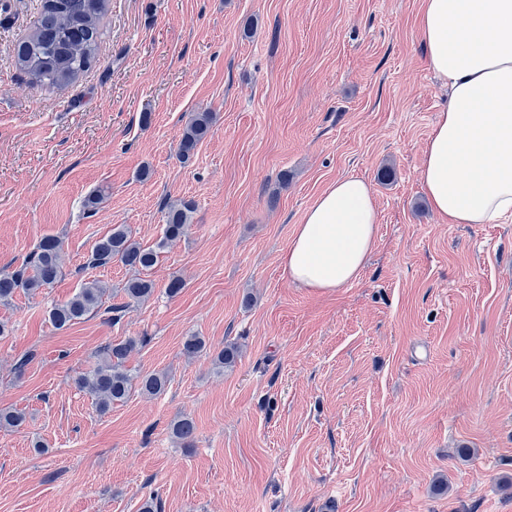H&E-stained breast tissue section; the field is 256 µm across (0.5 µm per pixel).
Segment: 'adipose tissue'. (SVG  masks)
<instances>
[{
    "label": "adipose tissue",
    "mask_w": 512,
    "mask_h": 512,
    "mask_svg": "<svg viewBox=\"0 0 512 512\" xmlns=\"http://www.w3.org/2000/svg\"><path fill=\"white\" fill-rule=\"evenodd\" d=\"M426 63L447 80L420 178L434 210L452 224L512 218V0H423ZM368 183L337 179L306 210L281 266L314 290L358 279L376 238Z\"/></svg>",
    "instance_id": "adipose-tissue-1"
}]
</instances>
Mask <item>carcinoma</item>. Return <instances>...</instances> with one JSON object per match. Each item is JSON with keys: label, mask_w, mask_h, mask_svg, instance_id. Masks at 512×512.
Returning a JSON list of instances; mask_svg holds the SVG:
<instances>
[{"label": "carcinoma", "mask_w": 512, "mask_h": 512, "mask_svg": "<svg viewBox=\"0 0 512 512\" xmlns=\"http://www.w3.org/2000/svg\"><path fill=\"white\" fill-rule=\"evenodd\" d=\"M110 0H41V10L35 29L15 47L19 68L35 85L62 87L76 81L95 61L104 31L103 17ZM213 115L196 112L189 119L179 144V156L189 160L199 142L210 132ZM193 205L182 202L168 210L164 227L165 240L179 238L189 223ZM63 240L54 235L40 239L35 250L21 267L0 274V302H6L19 291L36 294L53 284L61 274ZM158 253L136 242L126 225L114 224L93 247L88 265L106 267L114 261L137 272L155 265ZM152 281L143 277L129 278L123 286L127 302L110 308L120 312L131 303L148 300L154 293ZM107 288L98 280L82 284L67 301L54 306L49 313L58 328L68 327L97 310ZM135 339L112 342L95 352L96 365L75 380L76 386L95 398L99 410L105 412L115 404L125 402L132 391L134 375L126 367V358ZM183 353L196 357L206 351L205 340L196 335L185 337ZM168 377L164 373L139 376L140 391L158 395L165 391ZM25 414L15 410H0V427L17 428Z\"/></svg>", "instance_id": "1"}]
</instances>
